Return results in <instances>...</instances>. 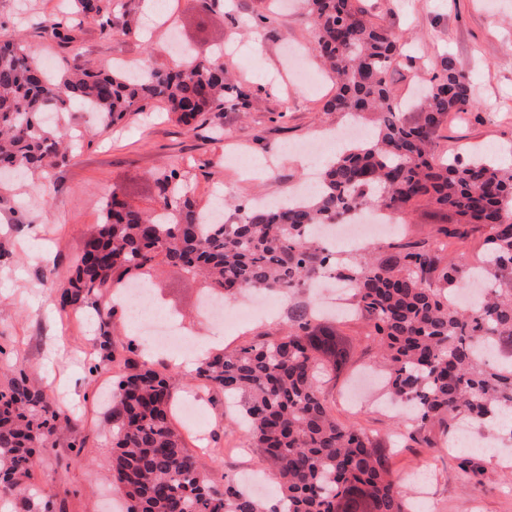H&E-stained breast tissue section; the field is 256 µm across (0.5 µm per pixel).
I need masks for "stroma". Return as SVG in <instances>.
<instances>
[{
    "mask_svg": "<svg viewBox=\"0 0 512 512\" xmlns=\"http://www.w3.org/2000/svg\"><path fill=\"white\" fill-rule=\"evenodd\" d=\"M145 2L125 0L140 16L143 34H124L116 21L106 36L98 22L71 14L64 0H0V39L32 46L50 67L77 62L107 69L145 62L169 70L176 63L165 50L172 34L199 59L208 58L213 45H223L225 67L254 96L248 114L225 112L226 133L220 137L206 125L183 127L167 116L162 103H151L84 143L73 160L52 171L41 195L34 178H0V366H25L87 439L75 452L68 446L69 432L60 431L58 446L42 453L35 471L37 487L65 501L68 512H116L121 496L112 485L99 384L88 373L95 326L88 320L71 323L59 312L43 278L67 282L85 231L99 220L100 200L113 188H123L134 205L154 207L149 175L173 163L203 205L220 196L238 203L260 193L280 197L308 174L307 157L295 152V145L348 121L343 113L323 109L334 93V79L312 50L303 0H292L288 9L281 0H219L206 13L195 0H161L152 16ZM361 5L401 44L387 77L394 101L408 100L444 57L455 58L470 74L475 107L471 115L445 122L435 137L436 155L512 146V0H361ZM263 15L269 21L261 26L257 20ZM50 20L72 26L75 41L53 38L44 28ZM270 158L275 165L264 170ZM446 221L422 202L410 207L399 225L408 238L429 240ZM147 286L152 305L180 323L186 341L197 349H232L276 325L252 317L214 326L198 311L201 280L176 267L157 266ZM336 331L352 339L353 364L327 386L333 413L339 421L363 426L390 450L394 477L414 492L418 512H512V441L472 455L473 465L484 471L477 484L461 468V453L444 448L441 428H433L435 445L426 448L409 439L411 424L401 406L386 410L370 402L349 413L341 397L357 372L374 368L378 355L365 340V320L337 322ZM203 414L217 434L200 456L212 485L223 486L251 464L273 475L272 464L256 451L229 453V446L241 441L233 406L211 396ZM423 480L430 485L426 498L416 494Z\"/></svg>",
    "mask_w": 512,
    "mask_h": 512,
    "instance_id": "obj_1",
    "label": "stroma"
}]
</instances>
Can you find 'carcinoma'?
<instances>
[{"mask_svg": "<svg viewBox=\"0 0 512 512\" xmlns=\"http://www.w3.org/2000/svg\"><path fill=\"white\" fill-rule=\"evenodd\" d=\"M314 51L336 77L326 112L377 114L375 133L338 154L321 171L317 194L282 208L234 206L232 221L202 224L208 210L187 189L175 165L151 173L158 208L131 204L112 192L101 203L68 282L57 288L63 312L95 314L98 351L88 372L118 364L120 317L106 293L149 280L161 263L199 276L209 292L233 298L244 289L277 291L329 273L353 284L358 314L378 348L393 398L407 406L412 436L439 424L453 440L461 427L512 415V167L452 156L434 159V140L451 115L473 107L471 77L450 57L429 80L417 116L409 120L391 101L389 68L396 40L359 0H306ZM85 18L111 32L115 0H72ZM166 105L177 122L209 125L224 134V107L248 112L250 88L224 63L194 59L177 70L142 68L132 83L122 69L74 64L58 73L43 69L30 47L0 40V171L37 173L66 164L80 142L68 130L85 112L96 131L144 109ZM425 201L457 216L429 243L396 237L358 257L338 262L319 241L320 227L351 210L387 208L396 213ZM466 224L489 228L485 261L489 285L479 307L456 306L451 295L465 286L470 265L442 255L448 239H462ZM307 303L288 308L286 325L261 339L216 352L195 369V379L237 402L240 426L275 467L277 492L269 504L229 479L218 488L189 449L172 411L178 375L132 358L112 381L107 411L112 478L126 512H413L372 436L332 414L324 377L351 360L327 341ZM76 431L41 387L18 366L0 379V487L12 495L11 512H66L50 495H28L36 457L56 446L61 430Z\"/></svg>", "mask_w": 512, "mask_h": 512, "instance_id": "1", "label": "carcinoma"}]
</instances>
